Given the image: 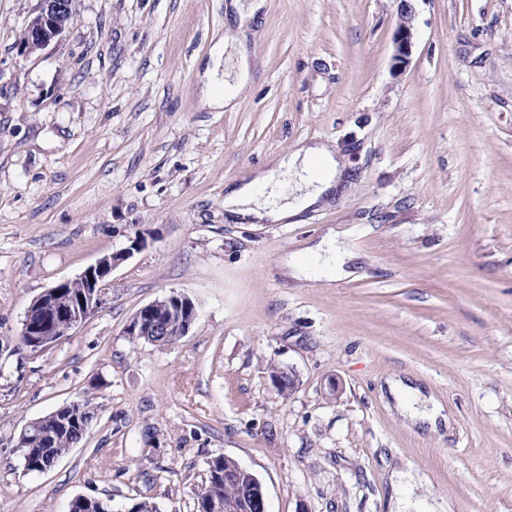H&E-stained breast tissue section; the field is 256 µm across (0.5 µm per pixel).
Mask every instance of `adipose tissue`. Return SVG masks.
<instances>
[{"mask_svg": "<svg viewBox=\"0 0 512 512\" xmlns=\"http://www.w3.org/2000/svg\"><path fill=\"white\" fill-rule=\"evenodd\" d=\"M253 63L244 44L242 28L227 29L213 45L199 74L202 108L236 110L252 79ZM342 166L336 149L326 142L298 143L285 155L232 186L224 197V208L241 224H277L303 212L326 205L339 189ZM398 410L411 425L437 426L443 417L439 403L420 409L415 402L420 389L399 378L387 381Z\"/></svg>", "mask_w": 512, "mask_h": 512, "instance_id": "adipose-tissue-1", "label": "adipose tissue"}]
</instances>
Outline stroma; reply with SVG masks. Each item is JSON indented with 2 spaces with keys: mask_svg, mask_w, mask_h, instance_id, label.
<instances>
[{
  "mask_svg": "<svg viewBox=\"0 0 512 512\" xmlns=\"http://www.w3.org/2000/svg\"><path fill=\"white\" fill-rule=\"evenodd\" d=\"M227 2L75 0L25 57L38 0H0V512H196L219 455L268 512H512V0H414L402 72L397 0H264L250 87L208 112L198 68ZM300 142L336 146L334 201L297 224L230 219L226 185ZM332 233L353 275L289 276ZM138 235L102 309L21 344L37 296ZM173 291L198 307L189 333L129 336ZM391 377L449 426L408 427ZM85 401L84 439L24 470V426ZM399 1L398 22L394 34L393 61L394 67L402 70L410 63L414 47V19L415 11L412 5L414 0Z\"/></svg>",
  "mask_w": 512,
  "mask_h": 512,
  "instance_id": "1",
  "label": "stroma"
}]
</instances>
